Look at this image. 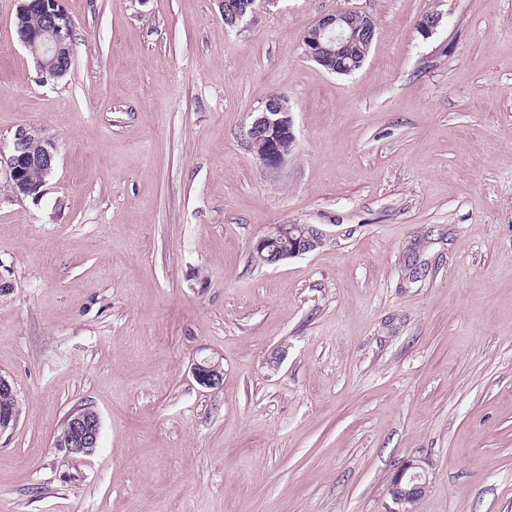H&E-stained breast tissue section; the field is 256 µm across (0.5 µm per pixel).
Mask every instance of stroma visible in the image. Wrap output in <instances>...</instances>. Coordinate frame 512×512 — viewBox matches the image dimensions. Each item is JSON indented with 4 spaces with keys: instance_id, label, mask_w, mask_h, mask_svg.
<instances>
[{
    "instance_id": "1",
    "label": "stroma",
    "mask_w": 512,
    "mask_h": 512,
    "mask_svg": "<svg viewBox=\"0 0 512 512\" xmlns=\"http://www.w3.org/2000/svg\"><path fill=\"white\" fill-rule=\"evenodd\" d=\"M17 6L0 153L25 126L58 156L37 199L0 163V512H392L412 457L413 512H512V0H263L235 29L221 0H64L60 79ZM336 10L376 22L348 75L301 49ZM274 94L297 143L269 172ZM276 224L324 242L258 265ZM83 405L100 443L69 457ZM252 120L247 131L250 142L258 144L257 157L268 171L280 170L287 162L296 144V130L288 100L284 98L266 99ZM192 375L200 386L208 389L220 387L224 382V369L219 361L206 359L195 363ZM67 432L55 439V446L67 456H90L98 448L101 418L91 406L74 409L68 415ZM424 461L411 458L405 461L394 475L390 495L397 508L392 512H411L412 506L425 492L428 473Z\"/></svg>"
}]
</instances>
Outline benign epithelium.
<instances>
[{"instance_id":"benign-epithelium-1","label":"benign epithelium","mask_w":512,"mask_h":512,"mask_svg":"<svg viewBox=\"0 0 512 512\" xmlns=\"http://www.w3.org/2000/svg\"><path fill=\"white\" fill-rule=\"evenodd\" d=\"M15 26L20 41L35 59L46 78L65 76L71 60L72 20L63 0H18ZM224 24L239 27L255 11L254 0H222ZM38 23H31V19ZM374 21L366 14L355 21L345 11L327 13L305 32L302 53L329 73L339 71L346 48L358 41L372 42ZM250 141L258 144L257 157L268 171L281 169L289 153L282 148L285 140L297 141L293 112L284 98L267 99L247 131ZM56 165V145L38 130L22 127L14 134L7 159L11 187L18 196L39 197L46 178ZM323 232L308 224H276L255 244V259L265 265L303 256L323 243ZM192 375L205 388L220 387L224 382L221 363L203 360L194 364ZM67 432L55 439V446L68 456H90L98 448L101 418L91 406H82L68 415ZM428 473L424 461L411 458L394 475L390 495L396 508L390 512H412V506L425 492Z\"/></svg>"}]
</instances>
